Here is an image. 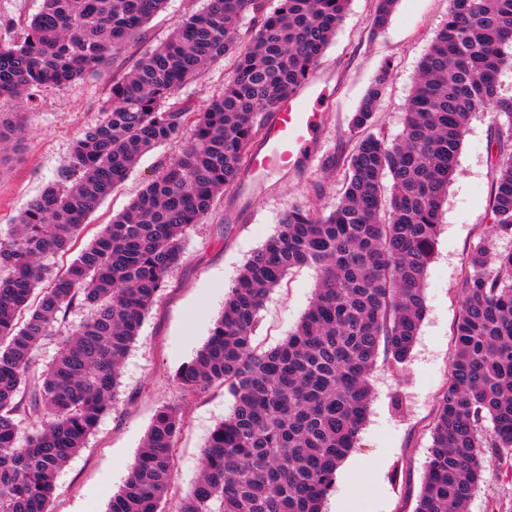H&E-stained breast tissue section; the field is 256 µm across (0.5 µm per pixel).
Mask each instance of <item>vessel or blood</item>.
<instances>
[{"instance_id":"vessel-or-blood-1","label":"vessel or blood","mask_w":512,"mask_h":512,"mask_svg":"<svg viewBox=\"0 0 512 512\" xmlns=\"http://www.w3.org/2000/svg\"><path fill=\"white\" fill-rule=\"evenodd\" d=\"M324 95L319 82L313 80L280 105L252 151V171L289 170L300 162L314 160V142L321 124L320 103Z\"/></svg>"}]
</instances>
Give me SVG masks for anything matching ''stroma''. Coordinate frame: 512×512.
<instances>
[{
  "instance_id": "35a3bbf8",
  "label": "stroma",
  "mask_w": 512,
  "mask_h": 512,
  "mask_svg": "<svg viewBox=\"0 0 512 512\" xmlns=\"http://www.w3.org/2000/svg\"><path fill=\"white\" fill-rule=\"evenodd\" d=\"M375 0H351L349 10L317 69L329 93L322 104L317 158L263 177H245L239 189L219 196L207 218L183 238L184 258L146 316L122 368L118 403L100 421L85 448L58 473L51 512H105L139 452L156 410L176 399L173 376L210 335L224 296L246 259L278 228L282 213L310 203L330 211L342 185L337 170L357 135L351 118L380 71L385 94L372 133L395 140L418 63L448 16L449 0H398L388 25L371 27ZM104 79L89 77L65 87L46 86L33 102L1 109L25 128L19 152L0 167V230L8 231L27 204L55 179L87 127L100 117ZM502 116L472 114L440 217L435 255L426 278L427 311L410 357L394 364L378 356L370 375L372 400L365 425L324 502V512H414L424 479L431 427L448 382L455 350L460 285L471 252L487 244L512 250L511 236H494L489 208L493 165L499 157ZM179 150L167 144L144 155L127 181L108 196L85 230L93 238L102 224L124 212L144 182ZM317 271L302 266L272 290L261 311L256 342L268 349L282 342L309 307ZM232 406L216 387L186 404L187 424L178 441L174 491L182 493L201 474L205 442ZM485 480L467 512H512V462L485 461Z\"/></svg>"
}]
</instances>
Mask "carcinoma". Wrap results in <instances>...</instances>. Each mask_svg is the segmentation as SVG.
I'll use <instances>...</instances> for the list:
<instances>
[{"label": "carcinoma", "instance_id": "cac0c4a2", "mask_svg": "<svg viewBox=\"0 0 512 512\" xmlns=\"http://www.w3.org/2000/svg\"><path fill=\"white\" fill-rule=\"evenodd\" d=\"M169 0H42L18 38L0 37V102L98 75L144 38ZM351 0H205L167 39L112 76L101 118L78 138L57 177L0 232V512H50L55 478L112 410L121 366L145 316L183 258V236L250 170L253 144L283 101L311 80ZM397 0H376L383 29ZM258 27L246 45L238 28ZM232 57L224 92L197 109L174 98L208 65ZM512 0H450L418 66L403 128L369 132L382 70L352 117L361 133L343 192L325 214L295 206L256 249L195 356L173 377L179 398L156 412L106 512H163L174 485L184 404L213 387L231 412L202 451L200 478L176 512H322L336 471L367 418L379 349L405 362L426 311L439 218L469 118L507 117ZM25 129L0 118V147ZM179 152L130 207L88 244L87 219L159 146ZM491 231L512 236V152L494 165ZM76 257L53 269L49 260ZM495 272H488L490 265ZM318 271L294 330L255 344L269 292L293 269ZM461 283L448 383L439 400L414 512H465L486 456L512 460V251L475 249ZM77 310L85 317L49 364L41 345ZM35 424L19 443L23 422Z\"/></svg>", "mask_w": 512, "mask_h": 512}]
</instances>
